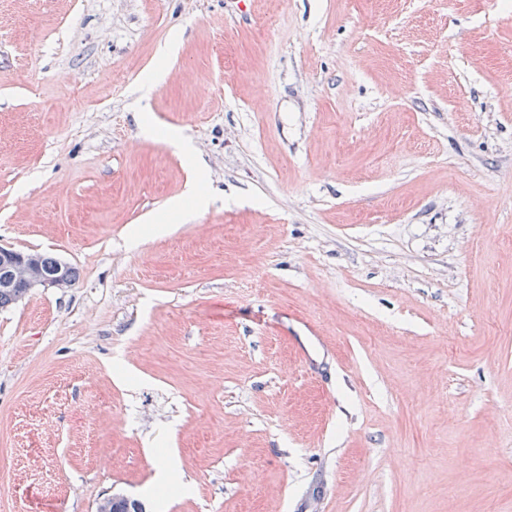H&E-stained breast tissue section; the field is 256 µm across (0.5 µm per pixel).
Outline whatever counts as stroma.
I'll use <instances>...</instances> for the list:
<instances>
[{
  "mask_svg": "<svg viewBox=\"0 0 512 512\" xmlns=\"http://www.w3.org/2000/svg\"><path fill=\"white\" fill-rule=\"evenodd\" d=\"M0 245V512H512V0H0ZM41 254L40 257V252L35 250L23 252L0 246V308L19 301L25 295L24 288L27 292L36 287L63 289L75 283L77 271L74 267H68L67 263L48 253ZM56 263L53 273L44 270H52ZM15 285L21 288H13ZM155 468L156 487L174 485L176 487V491L180 494H187L190 492V488L188 486L177 482L179 462L176 457L165 455L157 458Z\"/></svg>",
  "mask_w": 512,
  "mask_h": 512,
  "instance_id": "35a3bbf8",
  "label": "stroma"
}]
</instances>
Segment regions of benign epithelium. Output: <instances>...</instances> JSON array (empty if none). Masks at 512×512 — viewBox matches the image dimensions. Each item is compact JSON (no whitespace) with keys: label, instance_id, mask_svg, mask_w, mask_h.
<instances>
[{"label":"benign epithelium","instance_id":"7a95c632","mask_svg":"<svg viewBox=\"0 0 512 512\" xmlns=\"http://www.w3.org/2000/svg\"><path fill=\"white\" fill-rule=\"evenodd\" d=\"M68 264L58 262L56 270L48 273L44 270L40 252L16 251L0 246V288L31 289L43 288H69L71 283L67 277Z\"/></svg>","mask_w":512,"mask_h":512}]
</instances>
